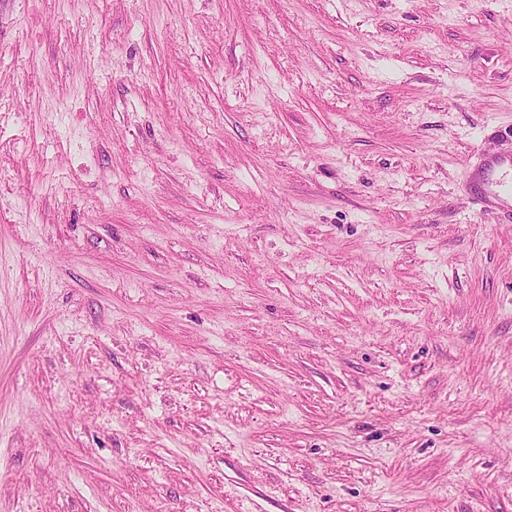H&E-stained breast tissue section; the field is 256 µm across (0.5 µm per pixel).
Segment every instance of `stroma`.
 <instances>
[{"label": "stroma", "instance_id": "stroma-1", "mask_svg": "<svg viewBox=\"0 0 512 512\" xmlns=\"http://www.w3.org/2000/svg\"><path fill=\"white\" fill-rule=\"evenodd\" d=\"M512 0H0V512H512ZM474 179L476 204L512 219V153L481 155Z\"/></svg>", "mask_w": 512, "mask_h": 512}]
</instances>
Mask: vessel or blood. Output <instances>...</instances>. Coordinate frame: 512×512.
Listing matches in <instances>:
<instances>
[{
    "instance_id": "b4317fda",
    "label": "vessel or blood",
    "mask_w": 512,
    "mask_h": 512,
    "mask_svg": "<svg viewBox=\"0 0 512 512\" xmlns=\"http://www.w3.org/2000/svg\"><path fill=\"white\" fill-rule=\"evenodd\" d=\"M475 202L512 218V153L481 155L474 166Z\"/></svg>"
}]
</instances>
